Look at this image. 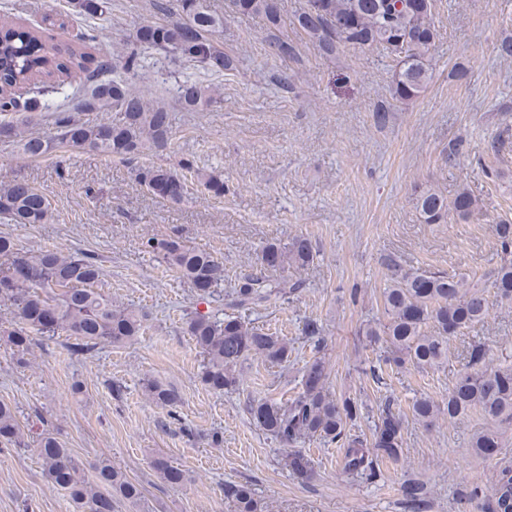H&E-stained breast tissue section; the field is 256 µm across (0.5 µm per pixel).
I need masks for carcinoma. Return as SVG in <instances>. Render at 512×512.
<instances>
[{
  "mask_svg": "<svg viewBox=\"0 0 512 512\" xmlns=\"http://www.w3.org/2000/svg\"><path fill=\"white\" fill-rule=\"evenodd\" d=\"M180 18L141 27L136 42L197 63L215 71L233 69L234 60L211 39L224 28V18L212 14L206 0H177ZM435 0H306L297 16L301 31L324 56H334L345 47L380 48L397 58L391 92L394 98L410 100L423 92L432 74L428 56L437 36L432 22ZM77 12L95 17L107 9L105 0H74ZM235 13L261 17L268 32L279 26L276 0H228ZM38 32L0 20V95L11 96L26 85L62 82L87 87L79 107L85 112H114L112 120L76 119L60 112L54 125L56 138L72 148L132 158L150 150L164 151L172 138L170 110L133 91L122 78L98 79L88 71L87 53L66 48L67 58L54 54ZM176 99L181 109L196 112L221 101L209 85L190 80L177 82ZM28 117L0 123V138L17 142L22 152L39 158L49 153L52 138L28 132ZM142 185L155 197L178 203L186 193H175V184L185 182L177 172L159 166L139 170ZM207 194L224 196V176L212 172L198 176ZM478 208L477 198L466 188L449 200L429 187L416 197V209L427 224H440L453 212L462 219ZM0 218L13 224H48L53 211L47 197L24 179L0 189ZM500 263L490 275V287L502 302H512V223L495 227ZM175 275L194 289L203 302L224 284V262L213 253L188 247L175 237H150L144 243ZM262 262L271 268H300L314 261L310 240L298 236L287 247H265ZM390 284L383 291L384 321L367 325L360 333L369 343L386 344L380 363L393 369L408 364L434 367L448 359L450 337L485 319L489 299L484 285L463 273L448 274L423 269L404 270L391 264ZM101 267L79 254L56 248L23 251L0 236V305L16 312L20 327L0 331L19 355L28 350L33 337L64 333L74 338L71 351L80 354L101 344H121L140 335L142 317L112 304L105 294ZM298 285L284 280L266 290L259 278H242L234 291V305L245 308L259 302L293 294ZM186 331L204 358L201 382L215 392L231 391L239 384L240 367L246 360L262 357L272 364L288 358V340L240 315L220 319L194 312ZM486 351L472 348L471 371L459 374L448 388V399L440 404L429 397L412 403L418 419L431 422L440 415L455 420L477 411L496 424L472 437L475 453L490 457L500 447L503 428L512 427V366L484 364ZM326 361L316 356L304 368L301 391L286 402H250L249 413L267 433L285 443L298 440L339 442L345 448L344 466L358 475L372 473L377 460L396 461L403 448L400 412L385 405L375 422L371 438L347 435V424L357 420L362 404L351 398L338 399L330 392ZM152 401L173 407L181 395L172 386L155 380L144 383ZM20 425L13 408L0 402V444H19ZM42 471L48 481L68 492L75 512H117L123 501L139 508V485L129 480L109 459L86 466L51 433L43 434L37 446ZM285 465L301 480L313 475L310 458L300 451L286 455ZM154 468L169 484L183 482L181 469L158 460ZM225 494L236 512H262V506L247 485L230 486ZM489 512H512V466L501 467L491 488Z\"/></svg>",
  "mask_w": 512,
  "mask_h": 512,
  "instance_id": "1",
  "label": "carcinoma"
}]
</instances>
